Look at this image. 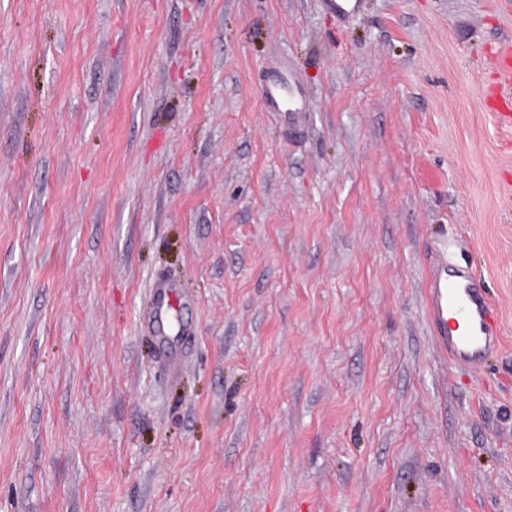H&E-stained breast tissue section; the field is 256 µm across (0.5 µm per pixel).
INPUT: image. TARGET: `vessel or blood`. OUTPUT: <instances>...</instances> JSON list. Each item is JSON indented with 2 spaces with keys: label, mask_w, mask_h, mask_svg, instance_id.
<instances>
[{
  "label": "vessel or blood",
  "mask_w": 512,
  "mask_h": 512,
  "mask_svg": "<svg viewBox=\"0 0 512 512\" xmlns=\"http://www.w3.org/2000/svg\"><path fill=\"white\" fill-rule=\"evenodd\" d=\"M482 103L499 124L512 127V48L502 49L496 68V90ZM425 298L434 336L449 362L472 370L482 369L499 348L501 326L487 293L473 268L449 270L447 258L430 265Z\"/></svg>",
  "instance_id": "vessel-or-blood-1"
}]
</instances>
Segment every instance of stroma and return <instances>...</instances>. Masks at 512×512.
<instances>
[{
    "label": "stroma",
    "instance_id": "obj_1",
    "mask_svg": "<svg viewBox=\"0 0 512 512\" xmlns=\"http://www.w3.org/2000/svg\"><path fill=\"white\" fill-rule=\"evenodd\" d=\"M507 43L512 0H0V512H512ZM438 244L502 320L479 373ZM496 89L491 94L483 93L482 103L489 112H494L499 124L512 127V48L500 51L496 68ZM425 298L434 336L448 361L480 370L500 347L501 326L473 267L448 273V259L427 271Z\"/></svg>",
    "mask_w": 512,
    "mask_h": 512
}]
</instances>
